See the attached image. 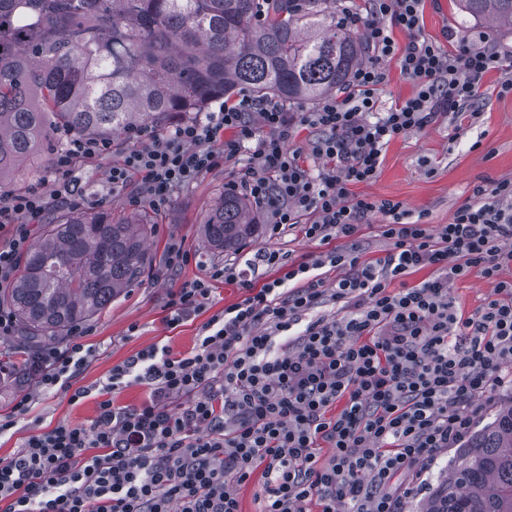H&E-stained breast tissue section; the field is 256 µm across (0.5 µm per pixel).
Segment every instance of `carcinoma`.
<instances>
[{"mask_svg":"<svg viewBox=\"0 0 512 512\" xmlns=\"http://www.w3.org/2000/svg\"><path fill=\"white\" fill-rule=\"evenodd\" d=\"M461 10L512 24V0H459ZM336 0H0V188L59 134L112 141L244 89L259 100L313 102L348 86L364 45L334 26ZM262 229L257 209L225 191L203 224L215 256ZM150 219L110 211L46 226L3 300L23 338L65 335L150 265ZM428 512H512V405L474 431Z\"/></svg>","mask_w":512,"mask_h":512,"instance_id":"cac0c4a2","label":"carcinoma"}]
</instances>
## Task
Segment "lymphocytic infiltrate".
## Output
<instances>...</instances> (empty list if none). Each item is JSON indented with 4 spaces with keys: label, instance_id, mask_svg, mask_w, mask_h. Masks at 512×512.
Listing matches in <instances>:
<instances>
[{
    "label": "lymphocytic infiltrate",
    "instance_id": "f902f5d3",
    "mask_svg": "<svg viewBox=\"0 0 512 512\" xmlns=\"http://www.w3.org/2000/svg\"><path fill=\"white\" fill-rule=\"evenodd\" d=\"M365 3L375 59L352 71L345 98L308 112L238 98L166 138L138 132L107 178L110 190L130 188L132 206L156 208L250 151L242 185L265 208L270 236L298 224L326 252L296 263L264 246L255 252L263 283L217 264L171 290L175 326L205 309L213 283L238 282L246 296L205 322L189 353L154 345L113 366L90 427L59 425L0 463V512H241L236 489L257 474L263 512H309L313 501L320 512H403L438 454L467 436L478 400L512 387V280L500 277L512 266V178L476 186L452 221L435 228L410 220L400 203L351 193L376 178L392 139L442 113L475 120L485 75L503 70L512 52L467 37L449 48L422 37L423 0ZM397 29L405 45L394 40ZM391 59L415 92L380 112ZM303 129L316 138L308 150L291 148ZM111 151V141L72 138L42 183L0 192V288L29 250L33 226L79 198L76 164ZM309 156L318 167L306 165ZM375 210L390 218L380 227L386 249L365 262L348 242ZM327 266L337 271L330 284L321 275ZM425 267L431 278L389 292L392 281ZM473 274L493 295L464 319L449 290ZM330 303L341 318L323 314ZM86 359L77 328L64 345L35 353L31 389L0 415V434L34 391L86 397L72 386ZM132 384L149 389L148 402L114 407L113 392Z\"/></svg>",
    "mask_w": 512,
    "mask_h": 512
}]
</instances>
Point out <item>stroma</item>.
I'll return each instance as SVG.
<instances>
[{"instance_id": "1", "label": "stroma", "mask_w": 512, "mask_h": 512, "mask_svg": "<svg viewBox=\"0 0 512 512\" xmlns=\"http://www.w3.org/2000/svg\"><path fill=\"white\" fill-rule=\"evenodd\" d=\"M421 34L442 43L453 36L481 34L496 45L512 46L511 25L459 17L453 0H425ZM502 79L496 71L485 76L476 103L479 117L475 124L457 126L451 115L446 114L423 130L391 140L382 151L377 177L353 185V195L371 201L401 202L411 215H423L425 223L437 226L451 222L455 210L467 202L476 186L512 177V96H500ZM123 152L124 147L119 144L111 154L79 165L76 175L86 195L73 205V212L106 208L116 215H136V208L127 203L125 191L108 195L103 192L109 169L121 160ZM250 162L249 152H242L153 210L154 230L149 245L152 262L139 280L83 323L81 341L90 348L91 355L76 380L77 386L97 385L114 365L153 344L165 343L177 352L190 350L208 315L243 299L244 293L236 285L216 283L207 313L184 319L174 329L167 325L170 289L205 276L218 260L204 249L199 238L200 224L206 221L225 186L243 179ZM173 239L183 243L190 259L170 272L165 261ZM268 244L279 247L295 261H313L323 251L322 245L307 240L295 228L274 240L268 232H261L257 241L226 253L221 260L252 273L256 280H263V272L253 271L250 261L256 248ZM0 357L13 365L12 377L0 382V414H4L10 412L14 397L29 388L30 352L16 335L0 341ZM97 402L93 395L73 404L63 393H40L27 413L16 416L14 428L0 436V461L13 457L29 436L49 431L58 424L90 426L97 415Z\"/></svg>"}]
</instances>
